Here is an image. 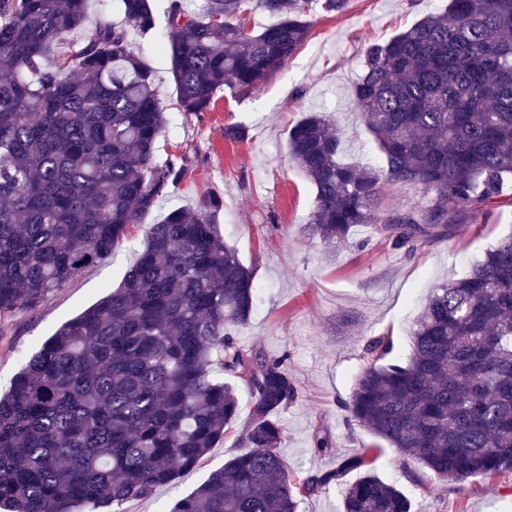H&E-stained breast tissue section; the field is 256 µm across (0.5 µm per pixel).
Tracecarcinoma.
I'll list each match as a JSON object with an SVG mask.
<instances>
[{
    "label": "carcinoma",
    "instance_id": "cac0c4a2",
    "mask_svg": "<svg viewBox=\"0 0 512 512\" xmlns=\"http://www.w3.org/2000/svg\"><path fill=\"white\" fill-rule=\"evenodd\" d=\"M88 0H0V342L33 310L128 239L176 188L185 156L164 164L168 126L158 77L128 29L154 27L149 0H120L124 26L84 27ZM275 21L249 32L243 0H171L163 50L181 111H209L221 87L252 90L300 49L312 0H260ZM353 100L386 168L339 160L331 120L310 114L288 134L315 189L309 229L328 243L372 226L396 247L445 238L512 202V0H449L370 45ZM415 185L420 208L381 214L382 183ZM223 202L210 193L150 225L123 284L59 327L0 396V507L100 512L152 493L196 467L242 414L224 376L250 390L242 444L174 512H298L366 452L298 488L277 452L278 419L296 396L287 358L243 348L251 271L224 243ZM348 418L438 479L512 471V235L470 272L440 284L413 323L406 362L357 377ZM343 512H412L369 473L348 485Z\"/></svg>",
    "mask_w": 512,
    "mask_h": 512
}]
</instances>
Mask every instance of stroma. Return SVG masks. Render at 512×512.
I'll return each instance as SVG.
<instances>
[{
	"instance_id": "1",
	"label": "stroma",
	"mask_w": 512,
	"mask_h": 512,
	"mask_svg": "<svg viewBox=\"0 0 512 512\" xmlns=\"http://www.w3.org/2000/svg\"><path fill=\"white\" fill-rule=\"evenodd\" d=\"M447 5L448 0H349L344 11L329 13L314 0L309 37L287 63L257 89L235 95L218 91L212 109L194 115L178 108L162 48L169 0H151L154 30L130 32L129 39L157 72L158 94L167 107L169 127L156 143V160L186 155V173L178 188L133 228L128 242L14 318L12 345L0 346V393L61 325L122 284L148 225L213 192L223 200L224 241L251 271L257 292L250 320L236 339L265 356H286L297 389L279 415V453L289 479L303 482L335 469L338 458L372 446L377 453L373 474L397 485L413 512H512V474L416 483L401 470L396 450L349 421L344 408L357 375L372 360L368 345L381 338L389 341L391 356L407 354L413 321L432 288L464 275L498 239L512 233V205L491 209L458 226L452 236L428 243L397 248L363 227L346 242L327 245L307 230L315 189L288 154L290 129L308 113L324 112L340 133L344 162L382 166V152L352 96L364 52ZM228 125L244 127V139H225ZM243 430V422L234 423L198 466L125 504L124 512H171L239 453ZM319 437L328 439L327 450L316 448Z\"/></svg>"
}]
</instances>
